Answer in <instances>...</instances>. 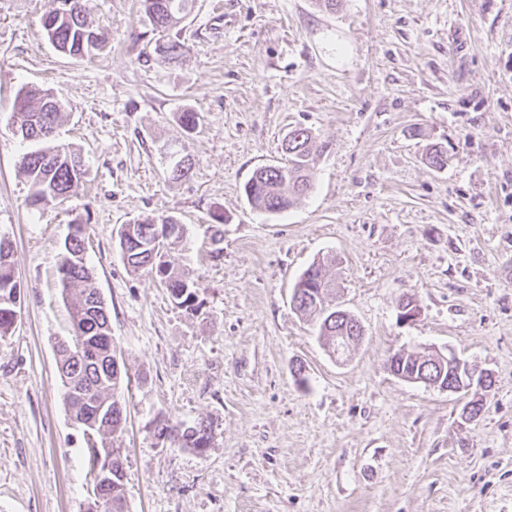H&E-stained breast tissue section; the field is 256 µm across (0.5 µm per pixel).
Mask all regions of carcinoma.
<instances>
[{"label": "carcinoma", "mask_w": 512, "mask_h": 512, "mask_svg": "<svg viewBox=\"0 0 512 512\" xmlns=\"http://www.w3.org/2000/svg\"><path fill=\"white\" fill-rule=\"evenodd\" d=\"M145 18L155 30H168L183 19L187 0H142ZM48 42L59 52L78 58H93L104 48V37L89 21V0H59V6L48 12L43 21ZM182 44L169 40L156 45L155 51L165 63L181 56ZM64 106L51 90L30 88L18 92L14 102L16 132L38 148L26 153L21 170L30 185L29 205L60 204L84 181L87 169L82 158L63 145L52 141ZM324 149L312 133L303 127L288 132V164L257 168L244 187L249 203L256 209L280 212L294 205L296 198L312 187L314 160ZM168 216L145 217L134 223L135 238L128 240L129 255L124 259L127 269L137 274L150 272L167 288L173 303L194 315L202 308L198 285L183 273L168 267L163 270L151 263V252L162 232ZM85 234H79L63 248L58 266L59 285L65 296H75L71 310L72 336L63 340L66 347L58 348L60 375L80 388L85 398L94 403L90 407L80 399L66 395V402L75 423L96 437L112 435L122 428L125 418L97 415L95 405L107 408L124 402L119 393L123 375L110 370L109 339L111 335L108 311L91 312L87 304L99 295L93 286V275L85 262ZM329 262L318 264L314 286L321 291L318 304L325 303L332 280L327 277ZM21 286L13 267V247L9 240L0 238V338L11 331L17 320ZM156 435L178 448L208 447L211 429L203 421L186 428L179 423L163 421L155 428ZM115 448L90 447V466L93 483H98L103 464L98 459L113 456ZM124 467L112 463L108 477V492L112 503H93L89 512H127L123 492Z\"/></svg>", "instance_id": "cac0c4a2"}]
</instances>
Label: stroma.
<instances>
[{"label": "stroma", "mask_w": 512, "mask_h": 512, "mask_svg": "<svg viewBox=\"0 0 512 512\" xmlns=\"http://www.w3.org/2000/svg\"><path fill=\"white\" fill-rule=\"evenodd\" d=\"M56 6L0 0V236L21 284L0 338V512L94 499L56 351L77 217L127 374L115 444L129 512H512V0H192L174 65L153 52L171 33L138 0H92L107 44L91 59L47 41ZM24 87L62 101L56 141L89 170L41 209L11 118ZM298 126L325 146L312 190L284 212L253 208L246 182ZM435 143L441 169L425 161ZM166 147L191 155L188 179H170ZM161 214L184 226L167 259L198 282V315L123 262V224ZM328 255V304L364 330L344 361L292 303ZM405 295L422 309L407 326ZM425 346L492 373L477 421L460 417L467 395L390 372L396 350ZM161 419L209 424V448L171 447Z\"/></svg>", "instance_id": "obj_1"}]
</instances>
